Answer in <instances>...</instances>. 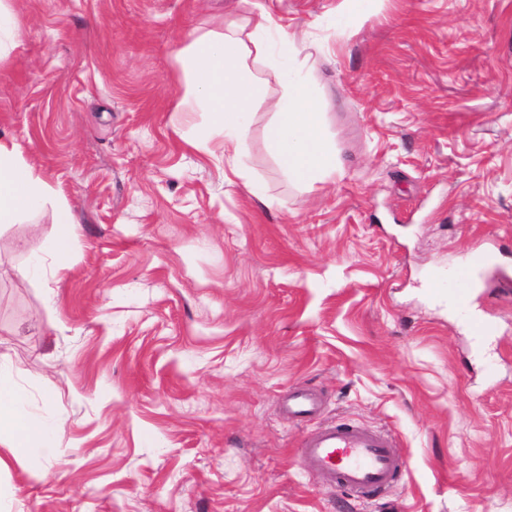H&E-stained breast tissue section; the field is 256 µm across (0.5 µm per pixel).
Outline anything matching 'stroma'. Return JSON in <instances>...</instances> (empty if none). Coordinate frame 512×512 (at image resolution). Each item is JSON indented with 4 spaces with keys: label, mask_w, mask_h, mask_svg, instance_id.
<instances>
[{
    "label": "stroma",
    "mask_w": 512,
    "mask_h": 512,
    "mask_svg": "<svg viewBox=\"0 0 512 512\" xmlns=\"http://www.w3.org/2000/svg\"><path fill=\"white\" fill-rule=\"evenodd\" d=\"M9 4L0 137L78 223L61 277L52 203L0 230V375L57 426L49 464L0 470V512H512V282L472 294L490 334L430 286L480 250L512 272V0ZM260 4L316 88L327 183L281 172L267 102L235 163L192 145V38ZM334 421L392 435L389 492L301 467ZM6 1H0V60L11 50L21 45V35L17 21ZM321 401L317 395L311 391H298L288 398L286 409L288 414L303 418L309 416L320 409Z\"/></svg>",
    "instance_id": "stroma-1"
}]
</instances>
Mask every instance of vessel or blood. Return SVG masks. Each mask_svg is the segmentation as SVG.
<instances>
[{"label": "vessel or blood", "instance_id": "obj_1", "mask_svg": "<svg viewBox=\"0 0 512 512\" xmlns=\"http://www.w3.org/2000/svg\"><path fill=\"white\" fill-rule=\"evenodd\" d=\"M487 265V259L477 255L456 272L448 295L460 311H467L475 278ZM320 406L315 393L298 391L289 397L286 409L303 418ZM299 457L303 468L319 475L325 484L362 497L392 487L400 467L388 435L348 422H334L308 433L299 444Z\"/></svg>", "mask_w": 512, "mask_h": 512}]
</instances>
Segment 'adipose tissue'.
Wrapping results in <instances>:
<instances>
[{
	"label": "adipose tissue",
	"instance_id": "1",
	"mask_svg": "<svg viewBox=\"0 0 512 512\" xmlns=\"http://www.w3.org/2000/svg\"><path fill=\"white\" fill-rule=\"evenodd\" d=\"M294 49L287 30L263 9L254 14L250 31L230 29L194 39L184 100L207 112L211 126L197 137L195 148L209 150L216 134L221 138V156L235 158L241 153L250 131L248 105L263 98L264 81L252 74L248 60L251 54H263L281 87L272 104L275 118L267 139L282 172L301 185L335 176L340 162L324 135L313 87L306 79L292 77L283 66ZM47 201L54 204L56 232L51 250L60 273L70 267L73 210L24 158L18 143L0 139V224L18 223ZM24 399L21 389L0 383V468L10 457L45 463L54 454V430L27 414Z\"/></svg>",
	"mask_w": 512,
	"mask_h": 512
}]
</instances>
